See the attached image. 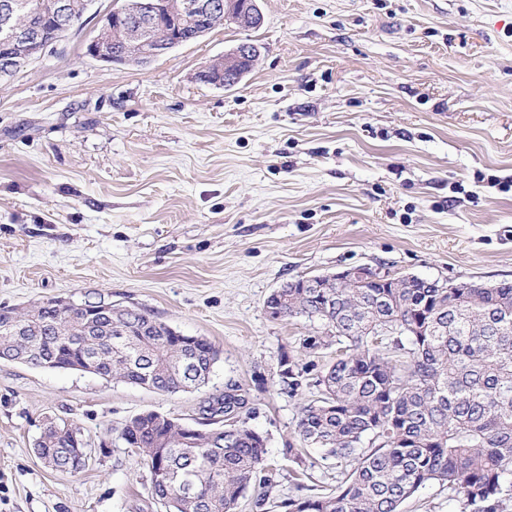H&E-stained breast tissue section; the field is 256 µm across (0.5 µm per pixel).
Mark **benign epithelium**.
<instances>
[{
    "mask_svg": "<svg viewBox=\"0 0 512 512\" xmlns=\"http://www.w3.org/2000/svg\"><path fill=\"white\" fill-rule=\"evenodd\" d=\"M84 0L76 5L74 0H42L41 17L44 23L30 25L25 3L7 0L0 5V50L7 53L0 80L14 69L38 59L64 33V21L77 10H87ZM262 16L257 0H249L246 8L234 14L229 0H126L119 8L106 13L102 19L105 28L114 27L128 32V43L119 55L112 54L106 44L92 39L86 52L96 60L112 65L134 60L148 64L171 49L186 44L179 36L180 25L191 26L198 39L209 31L207 22L219 18L240 26H248ZM251 58L236 48L219 58L206 70L207 74L237 68L244 70Z\"/></svg>",
    "mask_w": 512,
    "mask_h": 512,
    "instance_id": "1",
    "label": "benign epithelium"
}]
</instances>
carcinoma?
I'll list each match as a JSON object with an SVG mask.
<instances>
[{
	"mask_svg": "<svg viewBox=\"0 0 512 512\" xmlns=\"http://www.w3.org/2000/svg\"><path fill=\"white\" fill-rule=\"evenodd\" d=\"M275 320L303 318L322 331L306 336L301 353L279 360V384L295 394L314 386L319 397L298 414L301 447L285 449L304 495L286 512H401L420 490L438 485L459 512H512V284L448 288L405 276L383 288L360 278L340 285L287 282L264 303ZM132 308L93 319L49 300L23 315L0 308V352L42 368L96 365L106 381L176 393L208 382L219 350ZM336 354L320 371L301 354L330 345ZM212 413L228 423L187 439L179 419L156 411L133 416L130 435L150 472L149 492L164 512H237L259 490L264 509L272 468L266 437L249 420L240 386H226ZM75 428L58 422L36 445L45 464L61 469ZM321 459L348 466L334 486L306 485Z\"/></svg>",
	"mask_w": 512,
	"mask_h": 512,
	"instance_id": "obj_1",
	"label": "carcinoma"
}]
</instances>
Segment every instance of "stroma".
<instances>
[{
    "label": "stroma",
    "instance_id": "obj_1",
    "mask_svg": "<svg viewBox=\"0 0 512 512\" xmlns=\"http://www.w3.org/2000/svg\"><path fill=\"white\" fill-rule=\"evenodd\" d=\"M121 3L93 0L0 80V307L101 299L221 358L177 393L1 361L0 512H162L119 431L147 410L196 424L229 384L267 437L279 503L314 392L278 382L312 329L268 317L274 290L361 265L512 282V0H258L260 29L108 66L86 45ZM248 40L260 56L239 83L196 80ZM49 417L79 429L83 471L37 455Z\"/></svg>",
    "mask_w": 512,
    "mask_h": 512
}]
</instances>
